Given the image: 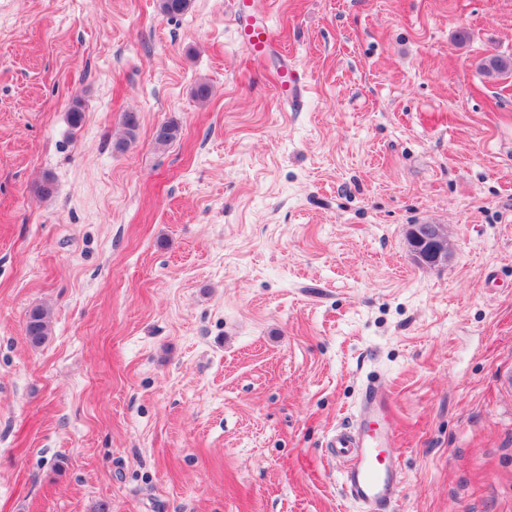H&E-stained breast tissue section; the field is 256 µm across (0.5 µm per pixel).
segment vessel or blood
<instances>
[{
  "instance_id": "obj_1",
  "label": "vessel or blood",
  "mask_w": 512,
  "mask_h": 512,
  "mask_svg": "<svg viewBox=\"0 0 512 512\" xmlns=\"http://www.w3.org/2000/svg\"><path fill=\"white\" fill-rule=\"evenodd\" d=\"M242 44L257 59H264L274 48L268 25L253 24L241 27ZM281 98L291 107H301L306 87L295 69L281 66L273 76ZM366 414L377 418L380 426L352 433L336 432L331 448L343 458L342 474L346 494L354 501L376 507L389 508L395 501L401 483L400 474L390 462V448L394 437V419L388 393L375 385H367L363 392Z\"/></svg>"
}]
</instances>
